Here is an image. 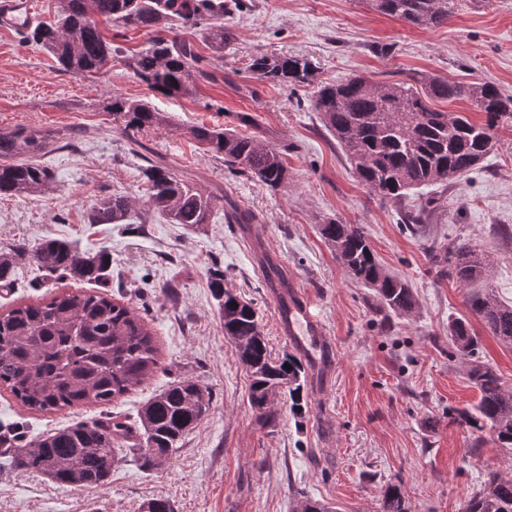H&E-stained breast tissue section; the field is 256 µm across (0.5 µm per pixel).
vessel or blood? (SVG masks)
<instances>
[{
  "label": "vessel or blood",
  "instance_id": "b4317fda",
  "mask_svg": "<svg viewBox=\"0 0 512 512\" xmlns=\"http://www.w3.org/2000/svg\"><path fill=\"white\" fill-rule=\"evenodd\" d=\"M33 11L32 0H0V27L21 31L28 25ZM278 327L293 348L308 360L317 354L330 353L331 342L325 323L311 309L296 281L287 287L274 288Z\"/></svg>",
  "mask_w": 512,
  "mask_h": 512
}]
</instances>
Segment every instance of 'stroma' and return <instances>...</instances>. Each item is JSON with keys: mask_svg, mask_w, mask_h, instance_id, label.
I'll return each mask as SVG.
<instances>
[{"mask_svg": "<svg viewBox=\"0 0 512 512\" xmlns=\"http://www.w3.org/2000/svg\"><path fill=\"white\" fill-rule=\"evenodd\" d=\"M452 2L447 22L423 28L380 12L375 0H245V8L224 15L232 34L224 51L211 49L203 29H181L208 72L193 98L164 97L127 68L125 55L147 46L148 30L125 29L116 40L121 53L103 75L63 72L47 50L0 30V130L49 131L61 144L32 157L51 171L48 188L0 197V250L51 235L86 253H108L101 292L123 294L160 352L156 372L109 405L33 413L0 388V434L24 445L108 415L135 423L151 397L184 378L212 394L209 411L163 469L144 470L123 446L107 483L63 488L5 464L0 512H142L155 498L174 512H297L307 497L336 512H382L383 492L396 482L411 512H464L486 472H512V448L489 432L474 439L448 416L478 401L474 367L492 368L512 389V345L468 309L470 294L487 286L512 303V124L497 128L493 150L475 170L394 204L360 182L313 112L309 90L269 85L248 69L259 53L299 55L323 82L360 76L417 88L430 75L512 95V0ZM116 93L151 102L167 123L128 137L107 110ZM202 124L255 132L282 149L287 184L274 192L231 174L194 139L192 128ZM158 159L201 191L232 198L255 222L229 224L217 210L209 223L190 227L148 211L143 171ZM112 195L136 200L140 222L91 223L92 208ZM422 208L429 211L425 232L407 231L408 214ZM331 219L361 225L380 263L413 289V311L383 309L345 272L320 234ZM452 243L476 248L484 279L466 285L436 277L434 264L446 260ZM216 264L225 288L259 311L273 358L291 346L277 327L269 266L297 280L321 314L333 353L326 378L305 379L304 417L283 401L277 427L257 425L249 377L209 287ZM170 282L178 285L173 297L163 290ZM89 288L22 260L11 287L0 288V311ZM458 318L468 319L479 341L469 358L456 355L448 338Z\"/></svg>", "mask_w": 512, "mask_h": 512, "instance_id": "stroma-1", "label": "stroma"}]
</instances>
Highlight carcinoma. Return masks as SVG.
<instances>
[{
    "label": "carcinoma",
    "mask_w": 512,
    "mask_h": 512,
    "mask_svg": "<svg viewBox=\"0 0 512 512\" xmlns=\"http://www.w3.org/2000/svg\"><path fill=\"white\" fill-rule=\"evenodd\" d=\"M451 5V0H376L382 13L425 28L448 21ZM242 7L243 0H65L57 21L31 25L29 37L52 53L63 71L97 75L112 68V52L118 51L101 23L147 28L155 36L148 47L125 56V64L154 92L193 97L196 79L208 72L196 45L180 36L177 28L206 25V39L218 52L230 41V32L220 23L224 12ZM249 70L273 85L313 88L312 110L335 137L361 183L393 202L418 187L446 186L474 170L491 152L495 129L512 121V96L489 83H450L430 76L422 80L420 90L406 82L379 85L362 77L327 83L317 80V67L309 59L285 55L260 54L251 59ZM464 98L485 114V121L476 123L461 112L431 105L435 99ZM110 112L126 132L160 126L166 119L151 103L117 93L112 94ZM191 133L207 151L224 158V168L231 173L254 177L272 191L288 181L284 152L262 144L255 135L205 125ZM54 141L33 129L0 130V195H26L50 184V171L23 155L43 152ZM144 177L146 206L174 224H206L214 210L224 206V197L201 193L160 161L150 164ZM133 211L132 201L124 196L104 197L93 208L90 222L128 224ZM320 231L346 273L369 288L383 308L400 314L416 307L412 289L384 269L360 225L332 219ZM20 257L41 270L87 283L104 280L110 267L105 253H81L62 239L46 236L32 246L0 250L1 287L12 285ZM484 274L474 250L461 245L448 250L447 275L467 284ZM210 286L224 336L233 342L250 378L248 400L259 424L277 425L275 401L284 393L293 414L305 413L303 359L296 354L271 357L258 310L224 287V271H210ZM469 309L493 336L512 343V303L484 290L470 297ZM449 339L463 357L471 356L478 344L463 319L451 324ZM158 364L152 330L131 308L106 293H65L0 312V385L28 411L110 404L152 375ZM286 364L291 369L284 368ZM472 378L480 391L478 403L471 411H453L450 418L473 433L488 430L511 448L512 393L489 368H474ZM210 404L209 392L192 379L176 381L150 399L139 416L143 466L149 471L162 469ZM130 437L132 428L122 421L80 422L26 448L7 447L5 453L12 467L45 475L62 487L99 486L112 473L114 448ZM383 509L410 512L399 486L386 489ZM464 512H512V475L487 474Z\"/></svg>",
    "instance_id": "carcinoma-1"
}]
</instances>
